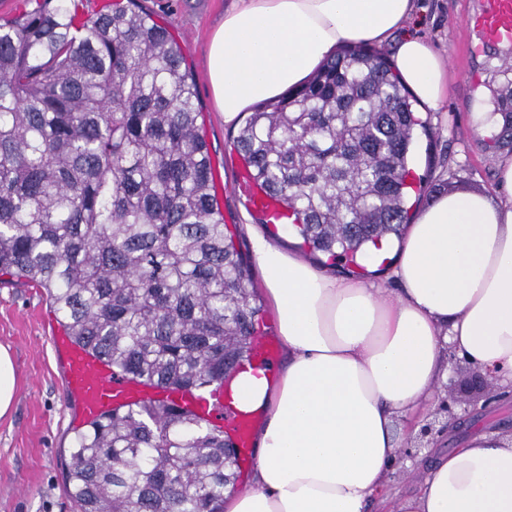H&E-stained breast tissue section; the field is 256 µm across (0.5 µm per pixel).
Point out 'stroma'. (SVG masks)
Instances as JSON below:
<instances>
[{
    "mask_svg": "<svg viewBox=\"0 0 512 512\" xmlns=\"http://www.w3.org/2000/svg\"><path fill=\"white\" fill-rule=\"evenodd\" d=\"M474 0H418L410 35L421 37L444 56L450 75L448 96L437 112L447 134L420 142L414 175L420 204L449 190H492L502 158L512 157V140L481 126L475 114L488 98L512 94V72L496 52H470L472 37L464 23ZM152 18L165 26L183 49L195 84L203 133L213 170L224 189V221L237 224L245 201L234 190L238 157L234 130L216 112L205 76L206 45L211 29L224 16L228 0H141ZM480 70V83L469 75ZM58 316L43 289L0 275V345L9 347L17 370V400L9 417L0 419V512H78L65 491V462L73 437L74 406L60 381L61 356L49 340ZM448 367L454 394L478 406L460 427L434 435L416 458L401 459L388 477V500L374 501L369 512H393L401 495L423 479L427 461L457 448L471 433L496 428L512 433V392L497 383L473 384L474 369L457 356Z\"/></svg>",
    "mask_w": 512,
    "mask_h": 512,
    "instance_id": "35a3bbf8",
    "label": "stroma"
}]
</instances>
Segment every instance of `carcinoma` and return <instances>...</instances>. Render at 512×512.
I'll use <instances>...</instances> for the list:
<instances>
[{
  "instance_id": "cac0c4a2",
  "label": "carcinoma",
  "mask_w": 512,
  "mask_h": 512,
  "mask_svg": "<svg viewBox=\"0 0 512 512\" xmlns=\"http://www.w3.org/2000/svg\"><path fill=\"white\" fill-rule=\"evenodd\" d=\"M59 3L0 23V272L46 290L71 340L150 385L222 383L262 305L211 193L181 47L137 0L75 28ZM417 119L386 54L348 46L258 107L233 146L312 253L401 231ZM224 432L146 402L70 448L80 512H223Z\"/></svg>"
}]
</instances>
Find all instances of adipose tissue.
I'll list each match as a JSON object with an SVG mask.
<instances>
[{
	"label": "adipose tissue",
	"mask_w": 512,
	"mask_h": 512,
	"mask_svg": "<svg viewBox=\"0 0 512 512\" xmlns=\"http://www.w3.org/2000/svg\"><path fill=\"white\" fill-rule=\"evenodd\" d=\"M414 0H232L212 34L208 78L225 126L279 99L345 47L391 44L401 84L439 111L448 70L406 35ZM277 323L276 381L233 382L264 412L250 479L224 512H367L382 496L404 428L448 378L447 352L512 384V157L495 189L442 193L402 241L363 253L340 277L286 251L268 227L248 230ZM389 266V293L374 278ZM398 512H512V438L484 432L432 461Z\"/></svg>",
	"instance_id": "1"
}]
</instances>
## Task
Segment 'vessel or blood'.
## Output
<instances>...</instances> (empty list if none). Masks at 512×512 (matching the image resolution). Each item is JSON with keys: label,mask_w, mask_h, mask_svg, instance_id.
<instances>
[{"label": "vessel or blood", "mask_w": 512, "mask_h": 512, "mask_svg": "<svg viewBox=\"0 0 512 512\" xmlns=\"http://www.w3.org/2000/svg\"><path fill=\"white\" fill-rule=\"evenodd\" d=\"M466 25L475 31L481 44L512 49V0H480L468 14ZM237 187L270 223H287V205L271 195L257 181L249 167L238 173ZM54 346L65 355L64 385L84 420L91 421L117 409L154 401L188 410L207 422L224 427L241 464L251 461L250 447L259 414L237 408L229 391L207 388L203 391L170 386L148 385L130 375L113 370L111 364L73 344L68 336L52 337ZM277 358L276 339L259 335L254 340L250 367L273 375Z\"/></svg>", "instance_id": "b4317fda"}]
</instances>
